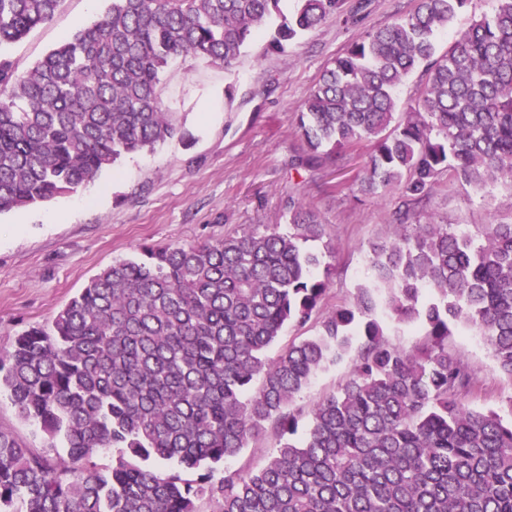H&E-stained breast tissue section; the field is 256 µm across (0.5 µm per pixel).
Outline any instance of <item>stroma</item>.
<instances>
[{
  "instance_id": "35a3bbf8",
  "label": "stroma",
  "mask_w": 512,
  "mask_h": 512,
  "mask_svg": "<svg viewBox=\"0 0 512 512\" xmlns=\"http://www.w3.org/2000/svg\"><path fill=\"white\" fill-rule=\"evenodd\" d=\"M107 0H62L54 19L35 28L8 54L30 68L77 28L103 14ZM358 13L348 23L328 22L290 41L284 51L256 38L229 68L202 57L174 60L162 77L163 100L177 114L185 140L123 156L92 185L47 203L0 213V352L30 326L48 324L90 280L112 263L139 256L142 245L207 243L239 235L253 224H287L296 203L326 226L333 254L328 313L376 274L367 250L386 237L400 203L360 190L372 153L364 142L341 157L300 167L303 143L294 110L323 71L361 34L392 23L414 0H346ZM233 95H226L227 84ZM472 229L512 222V185L485 193L465 191L440 177L410 222ZM477 376L470 406L500 409L512 401V381L501 376L484 340L463 331L448 341ZM348 363L318 372L295 398L310 410L344 383Z\"/></svg>"
}]
</instances>
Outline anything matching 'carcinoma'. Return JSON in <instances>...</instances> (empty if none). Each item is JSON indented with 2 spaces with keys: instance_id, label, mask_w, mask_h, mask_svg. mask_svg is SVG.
Instances as JSON below:
<instances>
[{
  "instance_id": "obj_1",
  "label": "carcinoma",
  "mask_w": 512,
  "mask_h": 512,
  "mask_svg": "<svg viewBox=\"0 0 512 512\" xmlns=\"http://www.w3.org/2000/svg\"><path fill=\"white\" fill-rule=\"evenodd\" d=\"M62 0H0V212L96 181L123 155L184 133L160 75L175 56L229 66L280 0H111L95 22L20 71L5 49ZM267 49L344 17L299 0ZM470 0H416L353 41L295 109L311 166L373 144L362 191L409 208L446 174L512 185V0L435 34ZM425 76L414 107L397 89ZM319 216L256 224L208 244L145 245L113 263L0 354V392L36 424L32 448L0 429V512H512V401L474 409L468 363L448 349L475 329L512 380V222L473 232L428 219L370 246L379 285L320 317L329 292ZM409 327L405 349L389 328ZM309 328L274 358L289 328ZM341 387L290 409L321 370ZM259 466L225 465L266 432ZM112 451V464L92 461Z\"/></svg>"
}]
</instances>
